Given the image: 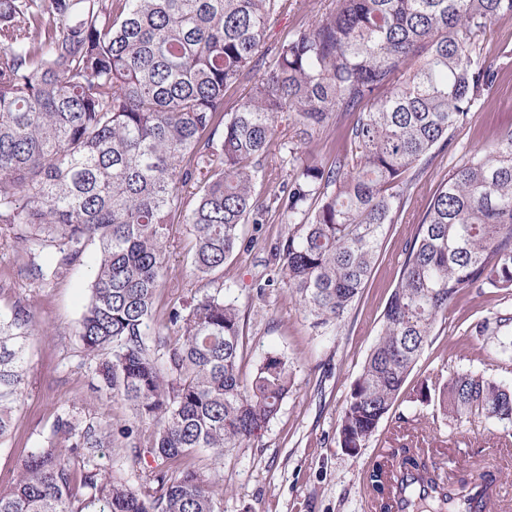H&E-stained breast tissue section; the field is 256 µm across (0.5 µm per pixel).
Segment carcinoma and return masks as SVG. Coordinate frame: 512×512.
<instances>
[{"mask_svg": "<svg viewBox=\"0 0 512 512\" xmlns=\"http://www.w3.org/2000/svg\"><path fill=\"white\" fill-rule=\"evenodd\" d=\"M287 10L288 0H0V239L25 244V270L42 286L97 246L76 336L99 390L134 410L122 425L58 414L0 487V512H220L212 480L176 464L200 450L217 462L257 438L294 376L269 352L242 378L239 310L222 288L171 308L175 335H149L172 218L184 214L189 264L206 278L242 226L261 223L260 159L296 168L273 195L290 224L274 246L279 279L313 327L340 325L401 217L405 174L448 147L497 81L476 37L512 14V0H325L311 25L266 46ZM242 85L245 100L224 113L226 92ZM337 112L354 116L342 130L351 151L330 166L300 162L295 146L271 154L278 122L309 141ZM484 288L512 291V132L475 149L416 225L352 382L341 447H365L438 318L462 291ZM36 335L28 306L0 312V443ZM420 395L452 420L512 423V388L481 374ZM146 422L143 448L133 439ZM101 448L133 470L152 458L149 486L80 460Z\"/></svg>", "mask_w": 512, "mask_h": 512, "instance_id": "cac0c4a2", "label": "carcinoma"}]
</instances>
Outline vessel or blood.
Wrapping results in <instances>:
<instances>
[{
  "label": "vessel or blood",
  "mask_w": 512,
  "mask_h": 512,
  "mask_svg": "<svg viewBox=\"0 0 512 512\" xmlns=\"http://www.w3.org/2000/svg\"><path fill=\"white\" fill-rule=\"evenodd\" d=\"M390 512H502L498 472L458 488L453 483L430 485L416 472L396 470L387 492Z\"/></svg>",
  "instance_id": "vessel-or-blood-1"
}]
</instances>
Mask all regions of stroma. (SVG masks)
<instances>
[{
    "label": "stroma",
    "instance_id": "obj_1",
    "mask_svg": "<svg viewBox=\"0 0 512 512\" xmlns=\"http://www.w3.org/2000/svg\"><path fill=\"white\" fill-rule=\"evenodd\" d=\"M318 7L317 0H290L287 13L268 29L267 42L284 40L311 24ZM480 46L486 61L499 69L496 83L455 130L451 146L430 165L407 172L402 217L387 225L374 268L339 327L315 335L297 298L273 281L271 247L289 227L287 217L270 205L278 187L274 178L259 176L254 185L255 197L267 206L263 223L243 226L241 247L210 280L193 274L187 261L192 238L185 224L174 223L166 248L167 274L155 301L156 320H164L172 306L206 288L208 281L224 284L241 314L243 376H251L270 352L284 355L294 373L292 390L259 438L228 449L218 463L205 454L191 459V466L215 482L222 512H378L368 475L376 464L395 466L407 448L417 449L421 460L436 461L443 479L466 480L484 463H494L506 495L512 497V423L481 416L447 420L418 398L422 386L443 384L463 371L512 387V361L500 348L512 340V325L494 336L475 333L485 320L512 314V294L488 289L459 295L447 317L438 319L430 345L366 446L353 455L338 441L350 386L380 333L405 245L438 185L472 150L512 132V61L501 56L503 48L512 49V15L494 20ZM26 260L24 245H0V311L23 301L40 329L31 348L22 408L12 435L0 444V484L10 481L19 455L44 444L62 411L115 423L132 416L123 398L92 389L95 366L75 335L93 279L92 258L43 287L22 274Z\"/></svg>",
    "mask_w": 512,
    "mask_h": 512
}]
</instances>
